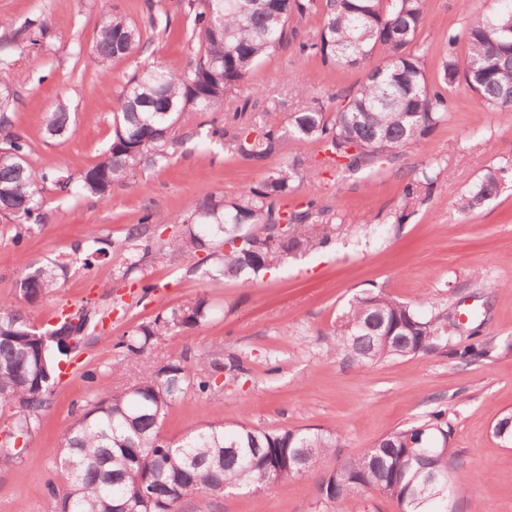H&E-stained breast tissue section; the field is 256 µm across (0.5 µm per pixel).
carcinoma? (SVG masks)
Returning a JSON list of instances; mask_svg holds the SVG:
<instances>
[{
  "label": "carcinoma",
  "instance_id": "1",
  "mask_svg": "<svg viewBox=\"0 0 512 512\" xmlns=\"http://www.w3.org/2000/svg\"><path fill=\"white\" fill-rule=\"evenodd\" d=\"M149 29L161 33L169 17L145 2ZM189 41L195 59L181 71L160 62L137 70L119 95L113 133L98 162L75 177L56 169H37L29 161L27 138L14 124L17 94L0 96V219L14 226L20 245L46 218L47 186L61 194L78 193L105 200L112 188L124 186L142 170L166 162L179 142L177 129L213 111L266 56L286 43L298 44L300 56L315 55L348 66H372L349 101L326 117L314 92L301 87L302 105L283 118L263 112L236 124L206 122L205 142L243 159L262 162L277 153L281 142L314 141L331 153L336 168L354 172L368 162L394 157L426 136L449 111L448 98L430 89L420 57L407 52L424 23L423 0H323L324 22L312 38L298 25L317 9V0H189ZM45 23L28 19L11 30L10 39L24 48L40 44ZM469 54L464 65L452 55L443 62V83L460 81L490 107L512 106V0H499L498 11L476 21L466 34ZM145 47L138 27L118 6L102 22L90 61L105 69ZM48 139L74 133L65 103L46 115ZM315 166L303 161L274 169L256 187L234 198L206 195L183 216H161L147 209L128 228L115 252L127 254L122 278L134 279L149 254L176 261L199 251L216 259L215 273L249 280L288 259L328 246L336 225L310 201L301 210H282L281 201L296 182L314 177ZM498 176L486 175L459 201L474 210L496 196ZM285 217L291 237H275L274 226ZM153 224H181V234L154 240ZM107 241L90 231L78 249L91 268L107 256ZM66 266L50 261L25 266L16 288L35 302L54 294ZM382 292L355 297L343 310L327 343L325 358L368 368L393 357L428 355L450 348L462 362L485 358L492 343L474 330L466 342H452L448 320L425 316L417 307ZM203 299L171 309L138 325L117 343L139 370L133 383L93 403L66 430L57 449L66 486L61 512H173L176 502L202 493L250 492L285 486L317 458L342 461L323 477L322 498L345 505L377 494L399 512H448L461 483L471 479L452 446L453 427L446 409L411 422L378 439L364 451L343 453L336 435L318 428L263 430L245 423L207 422L178 442L161 436L164 415L190 385L181 363L157 365L145 356L151 345L206 321ZM49 329L32 325L21 308L0 300V406L14 405L19 418L9 438L23 440L18 454L37 458L30 447L32 420L47 403L59 374L58 358L68 355L62 337L83 335L94 322L88 310L61 316ZM493 435L512 445V413L499 418Z\"/></svg>",
  "mask_w": 512,
  "mask_h": 512
}]
</instances>
